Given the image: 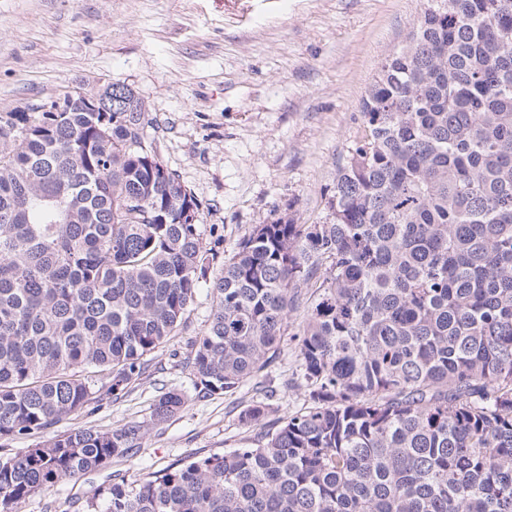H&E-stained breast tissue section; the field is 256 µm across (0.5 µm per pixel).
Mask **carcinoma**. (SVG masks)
<instances>
[{
	"label": "carcinoma",
	"instance_id": "1",
	"mask_svg": "<svg viewBox=\"0 0 512 512\" xmlns=\"http://www.w3.org/2000/svg\"><path fill=\"white\" fill-rule=\"evenodd\" d=\"M429 2L362 99L325 220L256 225L212 281L198 395L242 389L288 336L307 405L93 512H512V0ZM62 107L0 117V439L118 397L208 271L199 203L142 113ZM184 404L164 392L151 420ZM144 434L0 447V512Z\"/></svg>",
	"mask_w": 512,
	"mask_h": 512
}]
</instances>
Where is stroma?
<instances>
[{
  "label": "stroma",
  "mask_w": 512,
  "mask_h": 512,
  "mask_svg": "<svg viewBox=\"0 0 512 512\" xmlns=\"http://www.w3.org/2000/svg\"><path fill=\"white\" fill-rule=\"evenodd\" d=\"M427 0H0V114L32 112L64 93L130 86L149 106L148 137L200 205L199 228L213 258L186 326L148 357V373L126 394L92 403L50 431L19 435V452L49 435L109 430L144 421L134 461L57 483L18 512H88L94 490L192 457L250 444L305 400L298 350L233 396L199 397L187 363L213 305L210 281L255 225L286 214L325 217V195L360 127V103L386 57L398 52ZM186 398L151 423L162 390ZM272 410L239 424L256 391Z\"/></svg>",
  "instance_id": "obj_1"
}]
</instances>
